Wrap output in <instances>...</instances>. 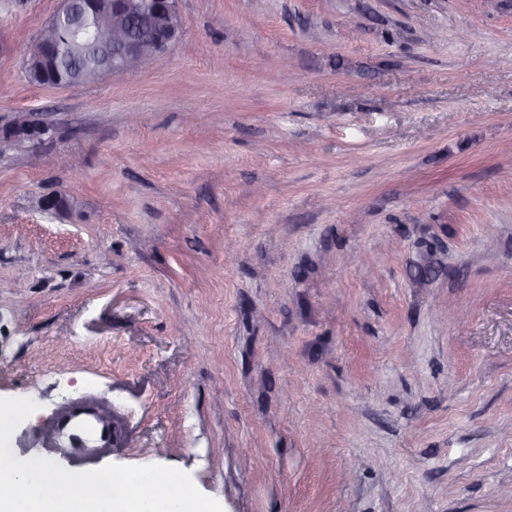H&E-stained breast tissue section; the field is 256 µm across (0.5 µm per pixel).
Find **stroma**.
Segmentation results:
<instances>
[{
	"label": "stroma",
	"mask_w": 512,
	"mask_h": 512,
	"mask_svg": "<svg viewBox=\"0 0 512 512\" xmlns=\"http://www.w3.org/2000/svg\"><path fill=\"white\" fill-rule=\"evenodd\" d=\"M60 7L0 0V131L53 128L0 144L16 457L86 400L223 512H512V0H178L32 85ZM177 0H63L35 41L20 50L26 75L42 85L57 69L58 58L77 57V47L63 43L59 22L90 20L91 41L100 51L98 77L150 67L181 33Z\"/></svg>",
	"instance_id": "35a3bbf8"
}]
</instances>
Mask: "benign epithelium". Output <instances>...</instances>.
<instances>
[{
	"mask_svg": "<svg viewBox=\"0 0 512 512\" xmlns=\"http://www.w3.org/2000/svg\"><path fill=\"white\" fill-rule=\"evenodd\" d=\"M177 0H62V6L35 41L20 50L26 75L43 84L58 58L76 57L78 48L63 43L59 22L92 24L91 41L100 51L98 75H119L150 67L181 33Z\"/></svg>",
	"mask_w": 512,
	"mask_h": 512,
	"instance_id": "1",
	"label": "benign epithelium"
}]
</instances>
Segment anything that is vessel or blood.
<instances>
[{"mask_svg":"<svg viewBox=\"0 0 512 512\" xmlns=\"http://www.w3.org/2000/svg\"><path fill=\"white\" fill-rule=\"evenodd\" d=\"M112 444V425L102 414L86 406H74L61 413L48 437L49 447L57 450L83 449L93 455Z\"/></svg>","mask_w":512,"mask_h":512,"instance_id":"1","label":"vessel or blood"}]
</instances>
